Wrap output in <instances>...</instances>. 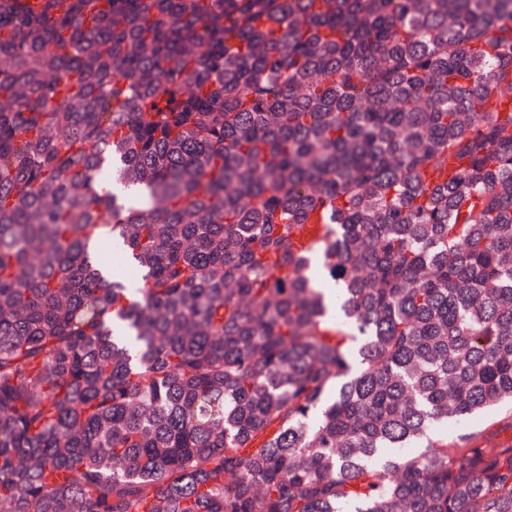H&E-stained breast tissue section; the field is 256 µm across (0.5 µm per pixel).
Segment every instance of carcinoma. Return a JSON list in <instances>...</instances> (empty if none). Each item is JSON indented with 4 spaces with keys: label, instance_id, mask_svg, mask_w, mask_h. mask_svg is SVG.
<instances>
[{
    "label": "carcinoma",
    "instance_id": "carcinoma-1",
    "mask_svg": "<svg viewBox=\"0 0 512 512\" xmlns=\"http://www.w3.org/2000/svg\"><path fill=\"white\" fill-rule=\"evenodd\" d=\"M505 402L512 0H0V512H512ZM508 415V407H503L492 414L476 419L471 426L496 434V438L500 441H510L512 440V429L502 423V420Z\"/></svg>",
    "mask_w": 512,
    "mask_h": 512
}]
</instances>
